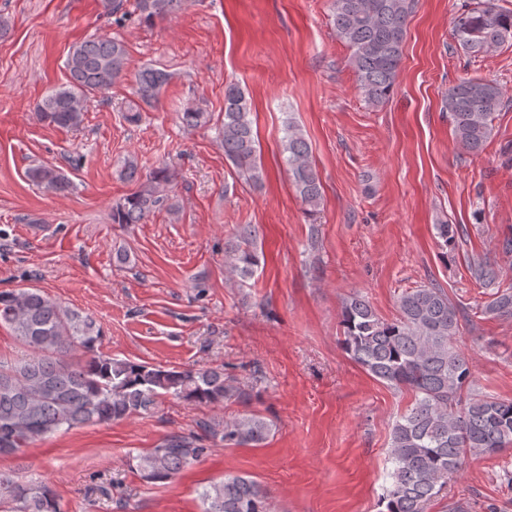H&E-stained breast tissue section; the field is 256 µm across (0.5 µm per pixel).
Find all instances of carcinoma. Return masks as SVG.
Instances as JSON below:
<instances>
[{
  "instance_id": "1",
  "label": "carcinoma",
  "mask_w": 512,
  "mask_h": 512,
  "mask_svg": "<svg viewBox=\"0 0 512 512\" xmlns=\"http://www.w3.org/2000/svg\"><path fill=\"white\" fill-rule=\"evenodd\" d=\"M185 0H135L147 21L163 19ZM414 0H332L336 37L352 50L358 89L366 102L379 107L389 99L398 76L407 19ZM452 38L471 53L512 45V10L495 0H477L455 20ZM125 44L108 36L76 42L66 59L67 83L52 90L35 107L38 120L63 130L84 123L91 95L106 91L127 70ZM168 75L145 67L136 79L138 101L127 109L130 123L140 120L142 105L157 101ZM504 93L492 80L461 79L448 87L443 109L458 143L468 152L484 148L493 135V115ZM251 104L235 82L224 86V120L218 138L224 157L245 183L259 186L264 172L250 119ZM283 152L297 197L316 210L321 182L311 147L293 118L284 125ZM27 176L45 192L65 195L71 179L59 168L40 164ZM126 179L136 184L112 211L114 224H141L167 199L173 180L165 168L142 176L126 164ZM254 224L224 247V265L246 281L259 265ZM479 283H498L499 270L485 262L471 266ZM399 317L387 321L358 294L341 310L342 345L350 358L378 382L405 390L414 403L391 430V486L386 512H427L467 459L491 456L512 445V400L476 396L465 355L454 346L459 310L448 293L424 285L404 293ZM481 313L512 317V287L499 290ZM30 349L18 361L0 360V454H13L61 429L110 424L151 413L160 399L172 397L198 405H218L245 394L222 367L165 368L113 358L99 349L102 331L94 318L65 305L40 288L0 292V326ZM213 438L238 446L257 445L272 425L258 415L204 425ZM203 453L184 436L136 457L135 470L147 482L180 475ZM202 512H270L269 492L253 477L226 474L199 492ZM0 512H60L46 482L22 483L0 473Z\"/></svg>"
}]
</instances>
